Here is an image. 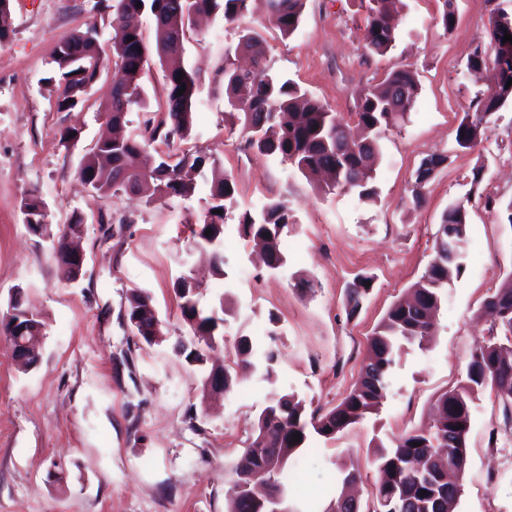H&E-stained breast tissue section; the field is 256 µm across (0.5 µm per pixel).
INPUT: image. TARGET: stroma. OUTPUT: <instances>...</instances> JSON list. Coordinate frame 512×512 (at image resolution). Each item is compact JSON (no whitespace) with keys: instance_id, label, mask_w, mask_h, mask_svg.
Listing matches in <instances>:
<instances>
[{"instance_id":"stroma-1","label":"stroma","mask_w":512,"mask_h":512,"mask_svg":"<svg viewBox=\"0 0 512 512\" xmlns=\"http://www.w3.org/2000/svg\"><path fill=\"white\" fill-rule=\"evenodd\" d=\"M496 2L454 0L448 31L443 0H400L399 31L383 55L364 45V0H306L289 37L270 23L265 0H250L233 25L219 13L202 20L182 55L198 75L192 130L171 150L206 163L193 174L191 196L148 203L131 193H94L78 174L85 150L105 129L96 110L110 92L112 69L70 112L57 111L49 82L52 56L72 32L93 25L103 46L111 45L110 15L96 10V0H11L13 31L0 41V512H227L234 467L269 397L292 393L307 410L324 412L342 401L373 329L431 260L442 213L461 201L469 213L464 269L444 292L436 336L426 348L402 353L376 413L335 440H313L287 464L298 473L287 499L297 512H323L343 464L360 471L357 496L363 512H372L374 438L387 441L428 423L431 404L464 379L477 342L489 337L490 321L476 314L512 271V227L485 204L489 195L512 201V104L495 115L488 140L472 149L455 143L477 93L493 81L489 69L469 74L467 60L486 39ZM242 28L262 35L274 72L345 117L359 93L390 70L415 72L416 106L381 140L374 200L321 192L279 157L251 149L241 125L225 122L218 69ZM143 41L144 87L161 121L167 89L148 18ZM68 126L82 131L72 148L60 141ZM432 154L448 161L421 188L418 208L415 171ZM215 164L232 175L241 208L271 200L288 206L294 222L283 236L284 267L268 270L228 223L225 274L212 276L193 222L207 206ZM477 168L483 181L476 187ZM33 189L46 203L43 235L28 228L21 206ZM77 217L85 262L71 281L60 273L54 243ZM189 271L201 283L203 311L221 300L230 309L224 347L203 366L175 352L190 330L174 283ZM360 276L372 277L373 287L353 314L347 289ZM136 287L150 295L165 325L162 344L147 345L129 322L126 296ZM17 293L46 324L39 360L27 369L13 360L3 329ZM240 336L251 337L256 350L276 349L273 378L256 374L230 393L203 396L202 379ZM461 483L456 512H512V429L487 391L473 410Z\"/></svg>"}]
</instances>
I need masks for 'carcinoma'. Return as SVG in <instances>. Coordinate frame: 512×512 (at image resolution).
<instances>
[{
  "mask_svg": "<svg viewBox=\"0 0 512 512\" xmlns=\"http://www.w3.org/2000/svg\"><path fill=\"white\" fill-rule=\"evenodd\" d=\"M248 0H97L95 7L109 11L112 21H120V39L113 45L115 69L124 74L127 91L124 100L112 99L99 107V114L114 122H125L130 108L147 107L142 77L133 72L139 68L144 46L142 18L154 20L157 32V54L163 59L178 56L184 46L179 37L193 25L192 15L199 12L223 13L224 22L233 24L247 10ZM392 0H368L364 42L377 54L386 53L395 42L400 19L390 8ZM272 24L281 35L291 36L298 29L305 0H267ZM512 14V9L499 3L491 10L487 28L489 40L474 48L467 65L478 68L488 63L504 64L512 79V43L502 42L512 28L499 27L495 19ZM260 35L244 28L239 31L237 48L252 55V65L241 69L230 56L224 57L219 70L224 81V114L232 124L240 122L249 134L248 144L261 155H277L317 188L328 193L355 192L371 201L375 189L370 186L372 167L381 156L382 135L405 122L414 109L418 84L413 71L394 69L358 98L353 119L365 136L350 138L351 127L319 99L302 87L285 80L268 65L260 47ZM125 49L118 50L119 46ZM106 52L96 27L65 37L52 59L54 73L59 76L57 110L70 112L84 105L88 88L100 76ZM166 110L170 126L160 121L144 120L140 138L119 142H103L92 146L83 156L79 175L92 190L102 196L133 192L148 199L158 194L188 196L195 190L180 172L186 165L203 163L200 156H183L170 162L171 155L148 150L157 141L170 145L171 140L188 137L192 129V101L197 87L192 73L175 67L166 74ZM185 92H179V89ZM512 100V86L489 88L476 96L477 111L456 129L455 142L462 149H472L488 139L494 115ZM26 223L38 234L47 232L44 223L45 202L36 190L23 200ZM238 208L236 183L222 168H213L208 206L197 219L195 232L202 248H211L214 268L224 275V257L219 250L224 224L237 216L241 235L259 246L269 264L284 266L287 256L281 237L292 223L288 206L268 201L256 211ZM468 210L459 202L448 206L435 233L434 255L420 279L411 288V297L394 302L374 329L358 378L346 397L325 414L306 412L297 395L275 394L268 399L257 423L251 443L235 469L237 481L230 512H258L255 500L265 504L287 494L280 476L281 462L288 461L313 437L335 438L377 411L389 387V374L407 345L420 341L430 332L426 328L438 308L442 293L453 276L462 270L466 244ZM210 234H205L206 230ZM372 278L358 277L348 289L349 314H355L369 294ZM175 292L183 321L197 339L195 344L179 343L177 352L189 362L204 361L202 344L213 349L224 341V318L219 312L202 314L197 305L198 290L191 276L182 275L175 282ZM491 312L496 317L492 330L499 337H489L471 354L466 379L441 393L434 402V424L415 429L394 438L391 444L375 445V463L380 475L376 485V509L373 512H451L461 493V485L446 479V473H461L467 462V437L470 431L474 395L485 390L494 393L501 408L504 424L512 427V272L490 295ZM150 296L133 289L127 298L128 318L148 310ZM255 349L249 337L240 336L234 343L232 363L224 366V391L238 383L239 375L258 370L270 371L277 353L268 349L254 359ZM300 441L292 442L293 435ZM248 475L244 480L241 475Z\"/></svg>",
  "mask_w": 512,
  "mask_h": 512,
  "instance_id": "cac0c4a2",
  "label": "carcinoma"
}]
</instances>
